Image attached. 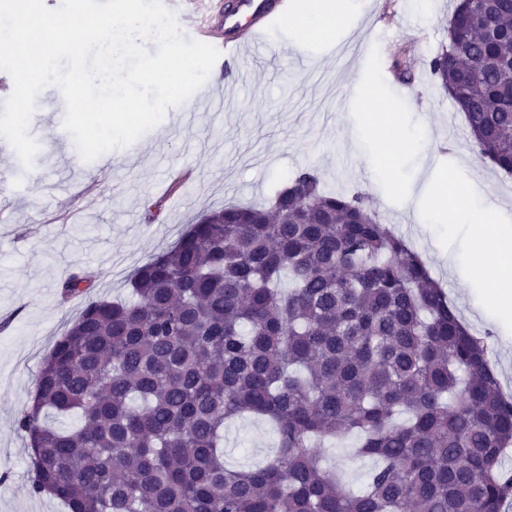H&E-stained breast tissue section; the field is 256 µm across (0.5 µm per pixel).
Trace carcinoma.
<instances>
[{
	"instance_id": "cac0c4a2",
	"label": "carcinoma",
	"mask_w": 512,
	"mask_h": 512,
	"mask_svg": "<svg viewBox=\"0 0 512 512\" xmlns=\"http://www.w3.org/2000/svg\"><path fill=\"white\" fill-rule=\"evenodd\" d=\"M473 150L512 174V0H458L426 63ZM90 300L17 419L28 486L69 512H501L512 401L487 346L366 196L298 170L232 204ZM62 297L87 295L73 273ZM270 421L272 459L224 462V424ZM373 461L344 487L318 444Z\"/></svg>"
}]
</instances>
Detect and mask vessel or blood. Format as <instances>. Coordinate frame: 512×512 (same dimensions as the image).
Wrapping results in <instances>:
<instances>
[{
    "label": "vessel or blood",
    "instance_id": "obj_1",
    "mask_svg": "<svg viewBox=\"0 0 512 512\" xmlns=\"http://www.w3.org/2000/svg\"><path fill=\"white\" fill-rule=\"evenodd\" d=\"M164 4L194 39L220 50L237 83L245 78L238 67L240 45L264 24L287 17L293 7L292 0H232L217 14L208 8L207 0H164Z\"/></svg>",
    "mask_w": 512,
    "mask_h": 512
}]
</instances>
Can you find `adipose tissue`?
Instances as JSON below:
<instances>
[{"label": "adipose tissue", "instance_id": "adipose-tissue-1", "mask_svg": "<svg viewBox=\"0 0 512 512\" xmlns=\"http://www.w3.org/2000/svg\"><path fill=\"white\" fill-rule=\"evenodd\" d=\"M386 105L370 103L363 124L352 128L349 139L361 141L366 128L372 127L384 148L387 161L399 155L415 153L420 149L418 140L404 135L396 125L386 123ZM440 187L442 192H459L466 196V205L449 202L446 209L432 212L421 211L418 221L422 224H467L475 238H490L491 248L482 264H474L469 253L437 251L436 256L447 264L450 271L464 278L477 277L491 284V291L484 302L483 312L498 321H512V207L493 205L484 182L464 180L458 174L445 176Z\"/></svg>", "mask_w": 512, "mask_h": 512}]
</instances>
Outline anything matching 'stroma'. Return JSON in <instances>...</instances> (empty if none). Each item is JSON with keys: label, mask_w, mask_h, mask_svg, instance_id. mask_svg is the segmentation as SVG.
<instances>
[{"label": "stroma", "mask_w": 512, "mask_h": 512, "mask_svg": "<svg viewBox=\"0 0 512 512\" xmlns=\"http://www.w3.org/2000/svg\"><path fill=\"white\" fill-rule=\"evenodd\" d=\"M453 8V0H349L330 35L271 27L241 48L245 81L220 97L190 96L184 116L166 112L101 169L82 159L73 139L60 138L56 86L40 92L27 128L39 146L31 167L0 154L9 174L0 193V512H65L59 500L30 494V450L15 424L42 359L82 309L81 300L61 297V282L82 273L92 297L127 296L130 274L189 225L229 203L269 204L306 167L327 190L367 196L382 223L426 256L432 277L487 343L501 391L512 398V326L481 317V289L428 258L431 239L414 219L440 176L460 166L489 182L494 200L512 204V176L473 152L464 115L424 69L448 43ZM400 66L414 72L412 82L401 81ZM369 85L393 122L422 139L429 163L407 154L387 167L382 145L368 138L350 149L347 130L364 118L359 90ZM276 445L259 418L224 430L232 467L259 464ZM356 446L349 435L324 450L355 488L372 466Z\"/></svg>", "instance_id": "1"}]
</instances>
